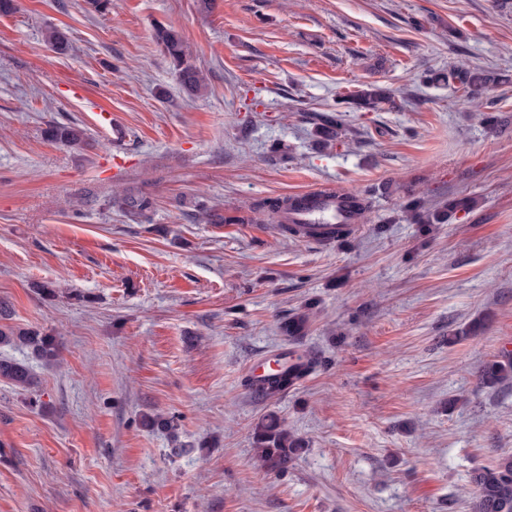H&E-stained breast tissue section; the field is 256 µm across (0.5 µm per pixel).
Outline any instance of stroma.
Returning <instances> with one entry per match:
<instances>
[{"label":"stroma","mask_w":512,"mask_h":512,"mask_svg":"<svg viewBox=\"0 0 512 512\" xmlns=\"http://www.w3.org/2000/svg\"><path fill=\"white\" fill-rule=\"evenodd\" d=\"M18 2L0 16V301L61 362L34 397L0 382V512H470L475 470L512 454V383L480 381L512 351V0ZM160 25L185 36L200 96ZM462 66L504 80L471 101L446 81ZM373 82L393 102L349 108ZM54 121L88 146L49 141ZM321 184L368 191L353 234L282 237L263 202ZM116 190L156 208L133 219ZM413 194L478 204L412 224ZM289 347L314 371L249 393V366ZM155 413L176 436L142 427ZM270 413L309 443L280 475L254 459ZM154 37L176 73L183 91L189 96H197L205 87V78L202 71L191 62L182 33L172 26H158Z\"/></svg>","instance_id":"1"}]
</instances>
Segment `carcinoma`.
Listing matches in <instances>:
<instances>
[{"label": "carcinoma", "instance_id": "cac0c4a2", "mask_svg": "<svg viewBox=\"0 0 512 512\" xmlns=\"http://www.w3.org/2000/svg\"><path fill=\"white\" fill-rule=\"evenodd\" d=\"M155 40L161 52L169 60L183 91L190 96L198 95L205 87V78L190 60L182 33L172 26L155 29ZM46 43L56 52L64 54L69 49V38L65 31L55 26L45 30ZM448 81L459 85L469 95H479L489 85L498 81V75L481 68H453L448 70ZM354 104L359 109L371 110L387 98L383 88L370 84L354 92ZM340 127L339 115L326 113L320 116L319 133L327 140L337 138ZM46 135L56 144L80 148L87 143L85 129L75 125L54 122L48 125ZM477 201L469 196H457L448 200V208L426 214L420 212L421 202L411 200L408 208L417 216L419 224H442L452 214L470 211ZM119 210L138 218L147 216L156 206L155 198L144 194H126L113 199ZM336 206L349 216L353 224L370 207L364 192L354 189L336 196ZM302 202L286 197L264 202L261 208L277 214L280 230L285 235L305 238L310 235L306 225H297L288 219L287 213L298 210ZM309 316L301 314L280 323L279 329L290 341H297L308 330ZM27 350L32 358L48 366L56 363L60 356V344L56 337L37 328H20L0 325V348ZM288 362L279 364V369L263 379V397L280 395L285 387L298 385L315 367L316 361L305 353L295 350L287 352ZM0 380L14 388L35 395L38 392V376L29 363L0 355ZM486 385L503 384L512 380V352L504 351L485 364L481 373ZM144 427L175 436L174 421L161 415L144 416ZM255 456L258 465L269 473L283 474L306 448L303 438L287 430L274 415L265 416L254 432ZM475 495L471 512H512V455H502L491 465L479 469L474 476Z\"/></svg>", "mask_w": 512, "mask_h": 512}]
</instances>
